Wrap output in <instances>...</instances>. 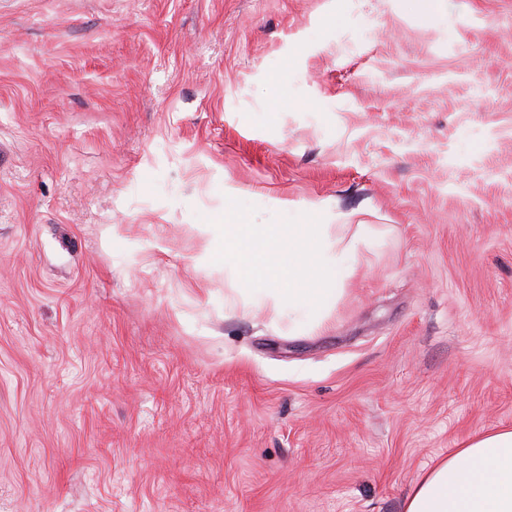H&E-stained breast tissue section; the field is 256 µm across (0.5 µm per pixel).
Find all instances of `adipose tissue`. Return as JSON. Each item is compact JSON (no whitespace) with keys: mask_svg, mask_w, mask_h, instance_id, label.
<instances>
[{"mask_svg":"<svg viewBox=\"0 0 512 512\" xmlns=\"http://www.w3.org/2000/svg\"><path fill=\"white\" fill-rule=\"evenodd\" d=\"M324 224L223 227L224 250L245 303L287 321L289 330L320 329L341 286L375 243L371 225L330 238ZM403 512H512V429L487 432L428 469L404 498Z\"/></svg>","mask_w":512,"mask_h":512,"instance_id":"ef3b65f1","label":"adipose tissue"}]
</instances>
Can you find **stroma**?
I'll use <instances>...</instances> for the list:
<instances>
[{
    "mask_svg": "<svg viewBox=\"0 0 512 512\" xmlns=\"http://www.w3.org/2000/svg\"><path fill=\"white\" fill-rule=\"evenodd\" d=\"M223 222L379 243L292 333ZM502 427L512 0H0V512H403Z\"/></svg>",
    "mask_w": 512,
    "mask_h": 512,
    "instance_id": "obj_1",
    "label": "stroma"
}]
</instances>
